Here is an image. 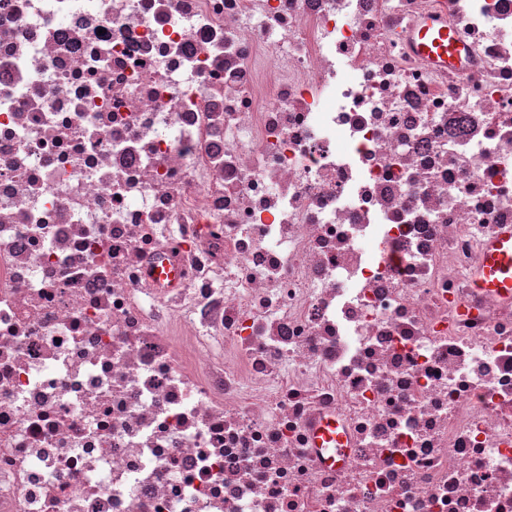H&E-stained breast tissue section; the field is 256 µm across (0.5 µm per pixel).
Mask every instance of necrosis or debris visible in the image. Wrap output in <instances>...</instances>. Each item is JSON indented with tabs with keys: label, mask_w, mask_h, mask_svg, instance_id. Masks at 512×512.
<instances>
[{
	"label": "necrosis or debris",
	"mask_w": 512,
	"mask_h": 512,
	"mask_svg": "<svg viewBox=\"0 0 512 512\" xmlns=\"http://www.w3.org/2000/svg\"><path fill=\"white\" fill-rule=\"evenodd\" d=\"M503 224L512 0H0V512H512ZM437 22L440 23L428 19L423 27L409 34L408 41L421 58L455 67L462 61L464 46L447 20L440 19ZM475 287L512 300V226L505 225L499 236L484 246ZM317 443L319 448H341L340 446L344 443V435L340 432L335 419H329L322 423Z\"/></svg>",
	"instance_id": "necrosis-or-debris-1"
}]
</instances>
